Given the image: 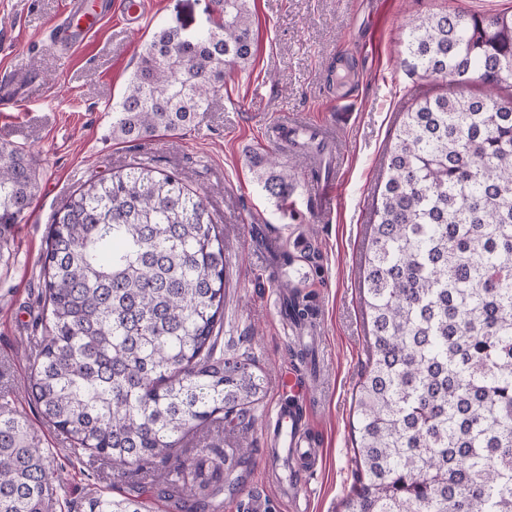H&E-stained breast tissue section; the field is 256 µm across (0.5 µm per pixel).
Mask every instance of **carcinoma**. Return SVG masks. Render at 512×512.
I'll list each match as a JSON object with an SVG mask.
<instances>
[{
    "label": "carcinoma",
    "instance_id": "cac0c4a2",
    "mask_svg": "<svg viewBox=\"0 0 512 512\" xmlns=\"http://www.w3.org/2000/svg\"><path fill=\"white\" fill-rule=\"evenodd\" d=\"M197 31L160 27L139 55L112 138L148 141L192 125L254 57L251 0H212ZM412 75L494 86L512 73V14L434 13L412 24ZM364 255L369 369L355 400L353 483L343 512H512V97L422 96L387 154ZM275 204L297 187L271 156L250 157ZM38 163L0 146V250L38 192ZM42 336L29 390L42 418L89 454L137 472L170 464L190 496L211 495L250 453L177 449L219 419L248 433L263 393L252 363L218 351L224 236L174 173L131 164L93 178L55 212L40 259ZM290 290L285 316L311 320ZM54 458L0 402V512H48ZM91 495L83 512H144Z\"/></svg>",
    "mask_w": 512,
    "mask_h": 512
}]
</instances>
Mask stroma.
I'll return each instance as SVG.
<instances>
[{
	"mask_svg": "<svg viewBox=\"0 0 512 512\" xmlns=\"http://www.w3.org/2000/svg\"><path fill=\"white\" fill-rule=\"evenodd\" d=\"M64 2L0 0V81L10 92L9 104L0 105V144L25 147L40 163L36 201L15 228L9 258L0 261V392H8L11 408L26 417L41 445L56 449L53 489L66 502L61 512H81L85 497L100 490L117 500L141 498L148 512H238L257 492L267 512H340L353 482L354 398L370 353L361 300L364 254L387 150L409 91L419 86L434 95L448 87L447 80L405 70L409 27L444 10L480 16L512 11V0H252V63L226 74L223 90L190 128L131 143L113 140L112 106L145 42L159 27L207 26L212 0H154L141 29L108 15L97 33L62 59L48 26ZM283 111L304 122L334 124L346 142L331 211L319 210L300 188L276 207L253 179L245 160L251 151L277 155L295 173L305 170L306 156L278 153L266 141L267 122ZM144 159L205 196L224 233L221 344L225 354L249 356L263 375L249 434L210 422L180 450L185 457L210 446L234 454L250 439L242 482L210 507L173 489L165 464L125 474L106 460L68 457L65 437L42 420L27 394L38 349L39 257L52 216L86 180ZM263 235L295 254L288 277L301 292L314 294L318 324L307 360L295 356L288 339L274 266L262 257ZM291 367L312 380L301 424L319 452L299 470L296 501L286 492L282 467L269 458L271 418L281 403L278 374Z\"/></svg>",
	"mask_w": 512,
	"mask_h": 512,
	"instance_id": "35a3bbf8",
	"label": "stroma"
}]
</instances>
